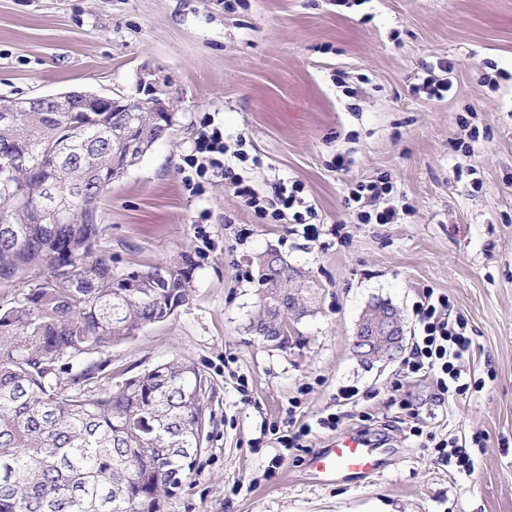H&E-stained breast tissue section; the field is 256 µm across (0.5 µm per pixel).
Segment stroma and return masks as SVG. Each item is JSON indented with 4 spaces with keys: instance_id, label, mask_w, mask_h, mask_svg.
<instances>
[{
    "instance_id": "obj_1",
    "label": "stroma",
    "mask_w": 512,
    "mask_h": 512,
    "mask_svg": "<svg viewBox=\"0 0 512 512\" xmlns=\"http://www.w3.org/2000/svg\"><path fill=\"white\" fill-rule=\"evenodd\" d=\"M0 0V99L169 82L177 123L99 204L100 247L119 268L194 264L188 302L112 346V382L175 358L212 387L204 447L166 512H512V0ZM453 86L413 93L439 59ZM242 143L230 164L271 196L296 183L319 234L246 208L224 179L204 194L179 174L203 116ZM385 178L397 218L362 224L350 186ZM342 225L333 234V225ZM277 248L318 288L287 349L245 330L251 258ZM448 295L471 340L478 392L439 401L431 374L361 361L362 311L392 303L413 348L424 289ZM354 403L338 405L342 390ZM338 413L279 468L276 431ZM465 444L472 475L412 436ZM355 435L380 468L315 478L313 451Z\"/></svg>"
}]
</instances>
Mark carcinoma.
<instances>
[{"mask_svg": "<svg viewBox=\"0 0 512 512\" xmlns=\"http://www.w3.org/2000/svg\"><path fill=\"white\" fill-rule=\"evenodd\" d=\"M150 147L172 130L137 112ZM110 112H29L0 125L21 195L0 192V512H165L203 448L212 387L189 360L160 363L117 388L101 360L188 300L192 264L119 269L95 249L101 194L125 170ZM252 261L262 296L286 271Z\"/></svg>", "mask_w": 512, "mask_h": 512, "instance_id": "carcinoma-1", "label": "carcinoma"}]
</instances>
